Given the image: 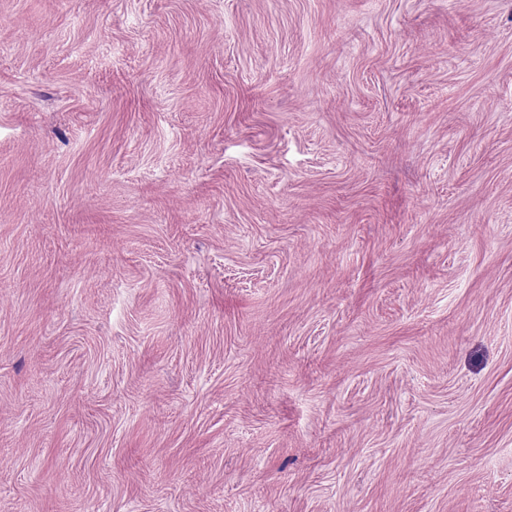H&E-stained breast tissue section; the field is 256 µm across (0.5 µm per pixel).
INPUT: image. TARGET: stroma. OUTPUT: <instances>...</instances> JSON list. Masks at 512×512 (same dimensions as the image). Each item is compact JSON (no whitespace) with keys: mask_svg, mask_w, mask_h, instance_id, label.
<instances>
[{"mask_svg":"<svg viewBox=\"0 0 512 512\" xmlns=\"http://www.w3.org/2000/svg\"><path fill=\"white\" fill-rule=\"evenodd\" d=\"M0 512H512V0H0Z\"/></svg>","mask_w":512,"mask_h":512,"instance_id":"obj_1","label":"stroma"}]
</instances>
